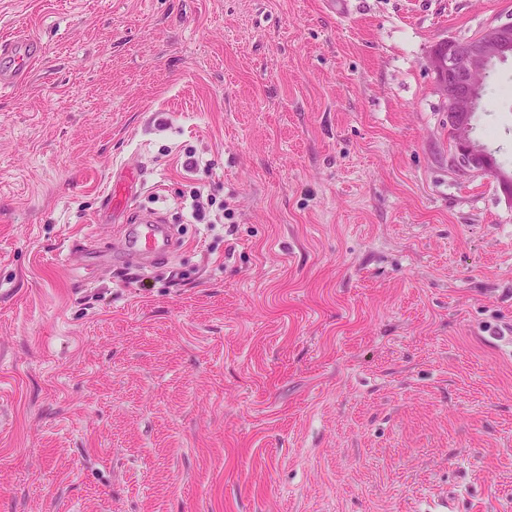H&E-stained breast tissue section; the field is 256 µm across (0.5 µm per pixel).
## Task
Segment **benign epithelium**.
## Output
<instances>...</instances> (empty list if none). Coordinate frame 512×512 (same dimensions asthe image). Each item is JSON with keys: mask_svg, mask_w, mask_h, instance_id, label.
<instances>
[{"mask_svg": "<svg viewBox=\"0 0 512 512\" xmlns=\"http://www.w3.org/2000/svg\"><path fill=\"white\" fill-rule=\"evenodd\" d=\"M512 57V23L486 27L474 40L438 42L427 56L438 90L448 104L453 125L448 127L455 153L463 158L464 173H491L507 198L512 199V175L495 170L492 157L472 136L471 118L478 91L498 60Z\"/></svg>", "mask_w": 512, "mask_h": 512, "instance_id": "benign-epithelium-1", "label": "benign epithelium"}]
</instances>
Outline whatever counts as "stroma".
<instances>
[{
	"label": "stroma",
	"instance_id": "stroma-1",
	"mask_svg": "<svg viewBox=\"0 0 512 512\" xmlns=\"http://www.w3.org/2000/svg\"><path fill=\"white\" fill-rule=\"evenodd\" d=\"M325 3L0 0V512H512V200L426 66L512 0ZM484 98L512 172V58ZM25 38L14 37L11 39H2L0 41V56L12 59L13 69L9 74L0 73V90L11 88L16 82L26 76L32 58L21 51ZM158 216L127 215L124 224L130 231L123 237V251L145 261L164 256L173 246L171 237Z\"/></svg>",
	"mask_w": 512,
	"mask_h": 512
}]
</instances>
